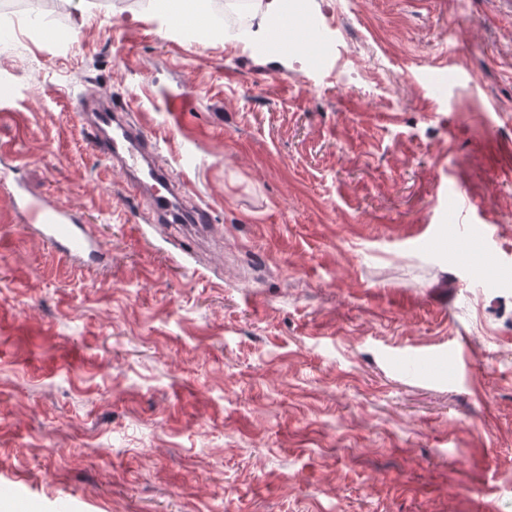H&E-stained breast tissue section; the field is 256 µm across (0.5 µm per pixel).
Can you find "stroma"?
Wrapping results in <instances>:
<instances>
[{
	"label": "stroma",
	"instance_id": "obj_1",
	"mask_svg": "<svg viewBox=\"0 0 512 512\" xmlns=\"http://www.w3.org/2000/svg\"><path fill=\"white\" fill-rule=\"evenodd\" d=\"M204 3L0 0V168L106 252L0 223V512H512V9L307 0L314 64ZM85 92L203 239L145 223ZM78 116L93 131L98 152L124 171L128 197L147 202L146 223L196 224L201 231L211 223L210 209L190 202L187 184L163 160V144L133 122L123 105L91 94L81 101ZM455 195L461 203V219L467 224H471L473 227L480 229L483 232L484 239L486 241H492L494 239L493 225L487 224H474L475 215H482V210L470 197V194L466 188L458 185L456 187Z\"/></svg>",
	"mask_w": 512,
	"mask_h": 512
}]
</instances>
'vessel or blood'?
I'll list each match as a JSON object with an SVG mask.
<instances>
[{"instance_id":"1","label":"vessel or blood","mask_w":512,"mask_h":512,"mask_svg":"<svg viewBox=\"0 0 512 512\" xmlns=\"http://www.w3.org/2000/svg\"><path fill=\"white\" fill-rule=\"evenodd\" d=\"M79 118L93 131L98 152L124 171L129 198L146 201V223L193 224L200 230L211 223L210 209L192 201L187 184L165 163L162 143L133 122L123 105L91 94L83 98ZM0 181L9 184L14 210L55 253L85 266L103 262L101 244L78 211L33 197L24 182L8 180L6 173Z\"/></svg>"}]
</instances>
